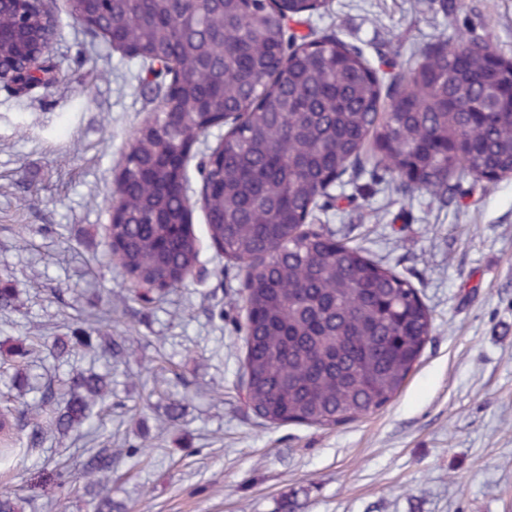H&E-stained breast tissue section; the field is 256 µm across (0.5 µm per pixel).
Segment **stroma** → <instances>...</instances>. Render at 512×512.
I'll use <instances>...</instances> for the list:
<instances>
[{"label":"stroma","mask_w":512,"mask_h":512,"mask_svg":"<svg viewBox=\"0 0 512 512\" xmlns=\"http://www.w3.org/2000/svg\"><path fill=\"white\" fill-rule=\"evenodd\" d=\"M51 56L70 83L28 96L0 84V340L67 336L107 309L111 358L82 349L30 362V385L112 371V403L87 423L110 440L112 497L132 512H512V178H465L446 206L397 194L388 175L320 198L314 221L403 275L433 331L398 395L333 427L272 425L242 389L243 273L202 244L178 289L143 300L108 234L118 162L150 112L140 66L88 42L57 0ZM330 29L386 74L443 37L478 35L512 59V0H327L306 35ZM86 438L47 436L0 466V492L46 512L59 466L80 475Z\"/></svg>","instance_id":"stroma-1"}]
</instances>
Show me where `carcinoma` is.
Masks as SVG:
<instances>
[{"label": "carcinoma", "instance_id": "carcinoma-1", "mask_svg": "<svg viewBox=\"0 0 512 512\" xmlns=\"http://www.w3.org/2000/svg\"><path fill=\"white\" fill-rule=\"evenodd\" d=\"M298 0H70V16L94 18L90 36L136 44L141 94L157 103L128 143L125 201L112 225L123 275L183 284L198 261L184 186L195 135L225 126L199 162L205 233L244 272L243 375L247 403L271 424L335 426L385 407L418 363L432 314L400 273L354 241L312 223L317 199L370 153L396 191L445 196L448 181L473 171L512 170V59L481 37L440 40L411 67L387 77L363 51L322 30L296 39L288 21ZM3 82L45 88L68 80L49 59L59 19L40 0H0ZM45 336L13 340L0 365L22 366ZM92 336L79 328L53 338L60 363ZM21 403L42 435L80 428L112 395L107 375L77 373L65 394L45 381ZM81 474L93 512H129L112 499V449L84 448ZM0 512L25 499L0 494Z\"/></svg>", "mask_w": 512, "mask_h": 512}]
</instances>
